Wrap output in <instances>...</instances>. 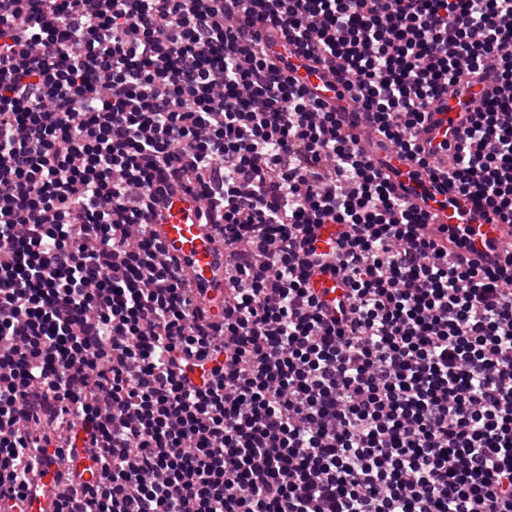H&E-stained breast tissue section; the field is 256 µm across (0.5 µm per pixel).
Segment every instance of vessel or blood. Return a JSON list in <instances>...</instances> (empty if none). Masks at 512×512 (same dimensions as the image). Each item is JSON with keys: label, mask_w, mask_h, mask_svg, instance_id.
<instances>
[{"label": "vessel or blood", "mask_w": 512, "mask_h": 512, "mask_svg": "<svg viewBox=\"0 0 512 512\" xmlns=\"http://www.w3.org/2000/svg\"><path fill=\"white\" fill-rule=\"evenodd\" d=\"M478 105L468 89H461L457 101L442 103L433 111L419 137L420 143L438 146L439 157H448L442 141L458 129L462 109ZM388 156L395 170L390 182L396 194L411 204L423 205L429 231L446 242L451 259L491 266L506 251H512V226L500 223L483 199L460 194L445 179H431L396 149H389ZM152 232L189 274L200 309L215 312V304L223 300L228 286L224 279V250L216 245L212 226L202 222L194 195L179 192L168 197ZM57 478L56 465H41L9 512H52Z\"/></svg>", "instance_id": "obj_1"}]
</instances>
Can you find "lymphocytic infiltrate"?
I'll use <instances>...</instances> for the list:
<instances>
[{
	"instance_id": "f902f5d3",
	"label": "lymphocytic infiltrate",
	"mask_w": 512,
	"mask_h": 512,
	"mask_svg": "<svg viewBox=\"0 0 512 512\" xmlns=\"http://www.w3.org/2000/svg\"><path fill=\"white\" fill-rule=\"evenodd\" d=\"M489 78L447 177L512 224V0H0V501L52 456L55 512H512V253L449 261L375 158L433 173ZM177 191L212 321L149 231ZM457 99V101L450 103H448V99L444 100L438 110L432 112L430 121L425 124V129L419 137L420 143L427 149L430 144L437 146L442 141H449L451 150L440 148L436 154L437 157L444 158V171H448V155L453 153L455 144L454 136L450 135L448 137V132H454L460 128L458 121L461 116V109L470 108L473 110L480 105V99L476 97L472 100V96L466 87L460 89ZM161 219L151 229L170 255L187 271L195 288L200 310L216 311L215 303L224 300V248L216 245L210 224L202 223L193 194L178 192L161 205Z\"/></svg>"
}]
</instances>
